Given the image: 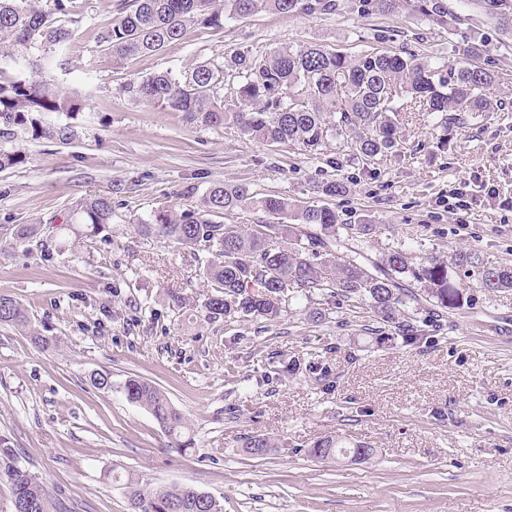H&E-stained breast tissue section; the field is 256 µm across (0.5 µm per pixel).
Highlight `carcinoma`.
<instances>
[{"mask_svg":"<svg viewBox=\"0 0 512 512\" xmlns=\"http://www.w3.org/2000/svg\"><path fill=\"white\" fill-rule=\"evenodd\" d=\"M334 0H125L120 16L102 30L98 41L113 58L158 54L183 39L193 26L220 31L224 21L244 18L259 9L283 15L298 11L329 12ZM415 10L429 20L453 26L460 20L439 0H416ZM500 24L512 27V4L490 5ZM79 23L76 0H0V139L12 141L17 132L69 144L80 136L79 116L88 95L65 90L54 71ZM237 80L233 103L224 100V78ZM494 75L475 62L434 64L415 54L365 51L355 57L328 52L316 45L283 47L266 53L234 50L223 61L204 60L187 71L167 69L129 82L124 87L135 102H147L185 113L204 125L231 124L269 144L293 143L318 156L329 138L353 150V158H373L397 143L392 115L430 112L448 119L450 112H483L490 105L487 91ZM400 87L405 100L396 105L392 90ZM257 202L270 217L252 227L221 224L217 218ZM112 201L85 200L79 221L98 230L112 223ZM142 235L173 241L190 253L207 252L202 269L211 288L202 308L210 319L263 318L274 321L284 303L310 300L314 290L369 309L376 323L414 344L442 327L445 314L467 301L476 283L488 292L512 290V266H487L474 253L457 250L449 261L430 259L418 267L409 254L396 249L380 260L353 249L340 231L359 238L370 234L368 219L341 224L329 206L304 205L287 197L257 198L246 184L217 183L200 196V208L180 213L156 210L139 222ZM463 271L455 278L449 268ZM421 284L416 293L407 282ZM0 324L27 331L32 344L43 348L50 338L31 328L25 310L0 295ZM128 401L149 412L171 439L172 447L192 444L190 426L154 384L137 377L124 383ZM243 447L255 456L270 449L294 453L286 440L248 436ZM308 455L320 460L347 458L367 461L374 449L339 435L313 442ZM14 512H51L47 486L25 468L8 471ZM131 512H224L215 497L192 487L146 488L127 475Z\"/></svg>","mask_w":512,"mask_h":512,"instance_id":"1","label":"carcinoma"}]
</instances>
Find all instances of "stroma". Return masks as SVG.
I'll list each match as a JSON object with an SVG mask.
<instances>
[{
  "label": "stroma",
  "instance_id": "obj_1",
  "mask_svg": "<svg viewBox=\"0 0 512 512\" xmlns=\"http://www.w3.org/2000/svg\"><path fill=\"white\" fill-rule=\"evenodd\" d=\"M121 0H78L80 22L63 57L62 87L91 92L79 141L21 133L26 161L0 170V295L22 304L57 344L39 349L0 325V512H13L9 466L48 487L56 512H130L121 476L153 486L189 485L224 512H512V291L471 286L444 332L420 345L380 339L362 308L313 292L278 321H211L195 302L207 288L200 261L136 226L157 209L195 208L215 183H245L259 196L335 208L345 224L368 216L365 247L378 259L397 248L414 262L467 248L488 265H512V32L486 0H442L462 19L448 28L400 0L391 14L336 0L331 12L270 10L191 28L155 55L115 61L98 43ZM317 45L331 52L403 51L462 59L479 46L495 108L441 124L426 112L399 116L392 152L350 161L329 140L333 168L292 144L269 145L233 126L129 100L123 87L155 72L184 71L228 51ZM346 181L347 194L321 188ZM90 197L112 200L111 224L75 223ZM467 208L452 213L455 200ZM24 224L36 237L12 240ZM188 297L172 303L170 293ZM324 312L323 321L308 319ZM318 356L328 384L293 369ZM109 371L111 391L92 374ZM159 387L187 417L193 444L170 439L123 385ZM369 444L366 462L327 463L307 453L328 434ZM288 439L297 450L262 457L243 438Z\"/></svg>",
  "mask_w": 512,
  "mask_h": 512
}]
</instances>
